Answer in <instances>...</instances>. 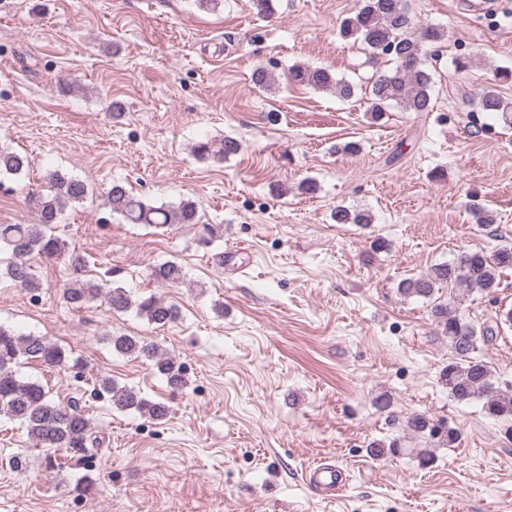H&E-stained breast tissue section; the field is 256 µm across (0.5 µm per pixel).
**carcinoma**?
I'll use <instances>...</instances> for the list:
<instances>
[{
    "mask_svg": "<svg viewBox=\"0 0 512 512\" xmlns=\"http://www.w3.org/2000/svg\"><path fill=\"white\" fill-rule=\"evenodd\" d=\"M413 19L406 0H358L354 11L339 25V35L361 42L375 57H386L392 67L379 74L369 92L371 119L378 120L384 112L396 107L403 112H428L432 109L433 74L427 67L430 49L441 40L434 26L412 32ZM291 79L314 89L336 92L349 100L355 95L354 86L333 77L325 68L295 66ZM473 106L481 112H491L507 126H512V101L504 98L490 85L476 93ZM233 138L212 144L200 142L195 152L225 159L239 151ZM29 167L27 156L0 147V177L24 174ZM47 192L33 195L36 222L33 224H0V278L25 289L38 287L30 258L36 254L48 261H61L68 270L65 288L67 302L79 309L101 301L116 312L135 311L148 322L164 326L178 318V309L154 295L133 297L121 286L86 277V261L71 250L68 242L55 235L66 208L81 204L89 189L85 181L60 170L48 174ZM104 205L129 224L165 227L169 224L198 223V207L191 200L176 205L152 206L135 196L119 182L113 183L103 195ZM338 224H369L371 217L363 211H350L339 206L334 211ZM512 269V246L504 244L492 252L462 251L449 263L435 265L427 274L405 279L398 290L405 296L432 299L445 286L462 288L469 293L492 294L500 287L505 271ZM151 278L158 283L177 284L184 280L181 264L167 261L151 268ZM436 338L448 342L453 357L439 373V383L448 397L458 403L483 402L484 412L493 418L512 420V385L504 390L495 387V376L480 354V345L494 339V328L477 327L460 314L454 297L433 302ZM117 353L151 364L166 378L172 388L186 383L183 366L159 351L152 343L133 336L106 335ZM47 368L78 365L67 350L43 336L18 334L0 324V416L16 420L32 442L42 448L82 451L99 445L92 435L89 419L76 404L64 405L51 397L37 380L21 375L25 364ZM99 391L108 395L113 408L125 412L134 410L152 420L167 418L169 409L161 401L151 400L134 388L120 386L110 378L99 380ZM403 430L413 439L433 441L448 448L460 440L457 429L435 421L426 413H414L402 423ZM375 457L412 455L418 466L428 468L435 462L432 449L406 448L401 439L376 441L370 446Z\"/></svg>",
    "mask_w": 512,
    "mask_h": 512,
    "instance_id": "cac0c4a2",
    "label": "carcinoma"
}]
</instances>
